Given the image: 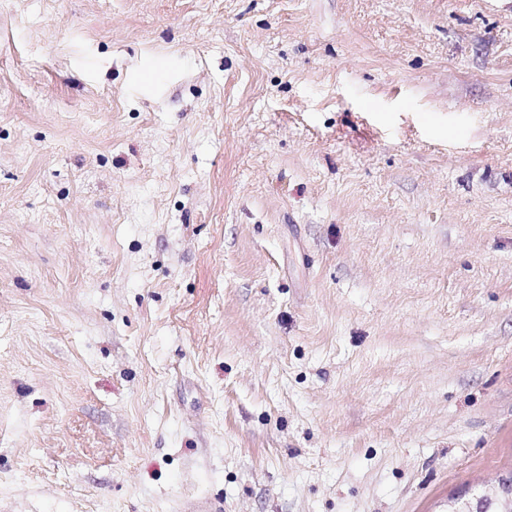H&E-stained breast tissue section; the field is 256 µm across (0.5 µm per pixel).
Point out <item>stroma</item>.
<instances>
[{
  "instance_id": "35a3bbf8",
  "label": "stroma",
  "mask_w": 512,
  "mask_h": 512,
  "mask_svg": "<svg viewBox=\"0 0 512 512\" xmlns=\"http://www.w3.org/2000/svg\"><path fill=\"white\" fill-rule=\"evenodd\" d=\"M509 474L512 0H0V512Z\"/></svg>"
}]
</instances>
